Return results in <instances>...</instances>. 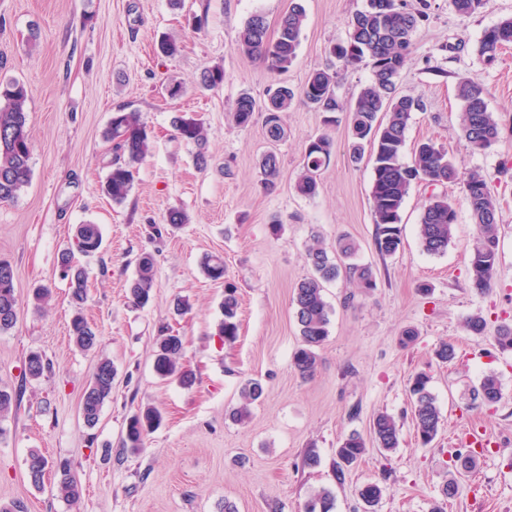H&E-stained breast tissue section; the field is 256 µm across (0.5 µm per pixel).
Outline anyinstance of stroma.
<instances>
[{
    "label": "stroma",
    "mask_w": 512,
    "mask_h": 512,
    "mask_svg": "<svg viewBox=\"0 0 512 512\" xmlns=\"http://www.w3.org/2000/svg\"><path fill=\"white\" fill-rule=\"evenodd\" d=\"M429 2L397 86L425 104L408 126L406 147L433 140L485 175L499 202V263L483 293L467 272L477 228L459 183H414L402 210V246L383 256L370 208L372 167L350 162L346 124L333 134L335 149L312 197L294 184L306 142L324 129L322 112L295 102L282 115L287 134L273 147L263 113L248 127L236 125L235 101L247 94L264 103L275 79L237 51L238 33L260 12L276 35L292 0H0V81L25 84L33 144L30 184L17 200L0 203V259L14 269L21 304L16 326L0 333V386L19 399L0 422V504H16L19 512H219L228 499L238 512H303L310 493L325 488L334 496L333 512H362L357 489L376 482L383 488L377 512H432L439 505L446 512H512V350L494 342L500 326H512V44L490 66L477 54L484 31L512 16V0H483L466 18L450 0ZM303 4L298 55L278 78L295 89L312 71L334 65L329 49L365 0ZM165 35L178 39L176 56L156 53ZM216 65L224 69L223 85L198 89L200 72ZM462 76L485 86L498 118L500 140L489 150L473 149L458 130ZM120 108L140 112L153 148L118 205L99 187L114 158L103 131ZM176 112L204 121L207 169L196 167L193 146L174 138ZM271 147L280 172L266 191L259 159ZM434 194L457 210L442 255L427 254L418 237L422 207ZM173 207L188 214V223L155 233ZM277 219L282 229L275 234L270 225ZM88 223L100 225L103 246L77 261L87 276L84 313L99 344L82 352L69 336V285L58 256L73 246L78 225ZM315 232L327 248L340 235L353 238L377 286L362 293L342 279L327 284L329 333L315 375L304 380L291 365L300 343L292 297L312 272L306 249ZM208 253L223 256L226 277L238 288L239 335L232 342L216 333L224 288L200 270ZM144 254L155 258L158 288L140 309L126 288ZM39 285L51 291L41 310L31 296ZM177 297L189 305L181 316L173 312ZM476 314L486 321L481 336L464 328ZM165 327L183 338L185 361L197 377L192 388L153 371L155 339ZM409 330L415 336L408 342ZM443 342L454 345L453 362L435 359ZM31 351L51 363L37 380L23 377ZM102 358L117 374L112 398L90 428L80 402ZM422 370L442 414L441 430L426 447L416 437L408 393L410 377ZM490 373L501 400L471 401L469 390ZM251 378L261 380L265 393L247 423H233L227 413ZM147 402L164 420L138 452L125 451V420ZM381 411L401 426L397 450L385 457L369 448L337 482L339 441L354 431L369 437ZM33 449L52 463L70 461L82 486L78 503L57 497L53 473L42 488L29 483L26 458ZM310 449L320 464L301 468ZM467 454L474 467L458 473L457 458ZM452 476L458 491L447 501L441 489Z\"/></svg>",
    "instance_id": "stroma-1"
}]
</instances>
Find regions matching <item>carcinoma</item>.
Wrapping results in <instances>:
<instances>
[{
	"label": "carcinoma",
	"mask_w": 512,
	"mask_h": 512,
	"mask_svg": "<svg viewBox=\"0 0 512 512\" xmlns=\"http://www.w3.org/2000/svg\"><path fill=\"white\" fill-rule=\"evenodd\" d=\"M483 4V0H451L455 12L468 17ZM428 0H420V7L407 8L396 0H366L364 9L355 13L348 25L345 38L330 47L341 69H354L364 65L370 69L371 79L349 104H344L336 93L338 72L318 70L311 73L299 91L286 85H273L265 104L264 125L270 141L278 142L286 135L282 113L292 105L295 97L326 113L325 124L333 126L335 113H348L349 159L362 162L366 145L372 150L371 209L377 228V248L382 256L395 254L402 243L401 212L413 183L430 184L458 182L462 184L464 199L471 218L477 226L468 257L469 278L478 291L490 289L493 274L499 262V240L495 232L498 200L491 193L486 177L476 169L448 156V152L427 140L417 144L411 163L403 161L406 131L412 116L424 110L423 102L410 95L397 93V80L411 52L412 37L418 26L428 18ZM304 6L296 2L280 22L278 35H268V24L261 13L252 14L238 36L237 49L250 59L260 62L274 74L288 70L297 57L300 38L305 26ZM512 43V17L501 20L485 30L477 46V54L486 65L497 56L498 50ZM224 83V69L213 66L204 70L200 85L213 90ZM456 91L462 103L460 130L476 150H488L499 139V124L489 109L487 90L467 77L458 78ZM28 91L17 80L0 81V203L12 202L29 185L32 178L31 137L28 115ZM256 101L248 96L239 97L233 107L234 119L241 128L252 122ZM175 136L195 146L197 167L208 166V137L201 119L177 112L171 119ZM103 138L112 143L115 158L104 181L101 192L116 204L123 203L133 190L138 166L151 154L149 132L135 110L119 109L103 132ZM334 150V139L323 132L309 139L304 147L303 170L295 182V190L304 196H313L318 189L319 172L325 167ZM265 184L273 185L279 176L278 159L274 151L264 153L259 162ZM457 221L455 204L445 196H432L424 204L420 216L419 237L422 248L429 254H443L453 238ZM102 246V231L97 224H81L75 235V249H66L59 256V265L68 269L73 315L70 320V338L81 351L94 350L99 342L95 328L83 315L87 299L86 275L76 263L74 252L82 255L97 253ZM357 243L348 236L336 240L327 250L317 233H312L306 257L313 275L300 281L294 288L292 302L299 328L300 344L292 355L294 371L302 378L312 376L317 368V349L328 336L331 307L324 298V284L344 276L356 287L368 291L376 287L372 266L355 261ZM204 275L224 285L223 315L217 325V335L232 341L238 336L239 300L235 284L224 279V258L206 254L201 261ZM158 288L155 259L145 254L138 259L135 276L128 283L132 303L147 306ZM19 319V303L15 293L12 265L0 260V333L13 329ZM50 363L40 353H29L24 362V378L37 380L49 371ZM154 372L164 379L176 377L185 387L195 383V375L184 362V344L180 336L161 331L156 338L153 363ZM115 368L108 359L95 366L92 379L80 402L85 424L95 426L104 403L112 396ZM431 378L417 372L410 379L411 416L421 444H430L438 435L442 416L436 396L431 391ZM262 384L255 379L244 381L240 387L241 404L229 412V419L246 422L250 406L261 399ZM472 401L490 405L501 398L498 378L489 374L479 387L471 392ZM17 394L0 387V421L10 414ZM162 422V413L154 405L145 403L127 418L123 447L133 452L143 447L146 436ZM371 431L377 448L389 454L398 448L400 425L396 418L380 412L373 417ZM367 452L365 440L352 432L336 448V479L341 481L345 471L355 465ZM27 476L31 485L41 488L48 461L43 454L32 450L26 459ZM57 495L71 503L77 502L82 489L72 472L69 461L55 464ZM383 489L376 483L359 488L358 497L365 512H375ZM334 496L328 489L314 492L304 512H332Z\"/></svg>",
	"instance_id": "obj_1"
}]
</instances>
